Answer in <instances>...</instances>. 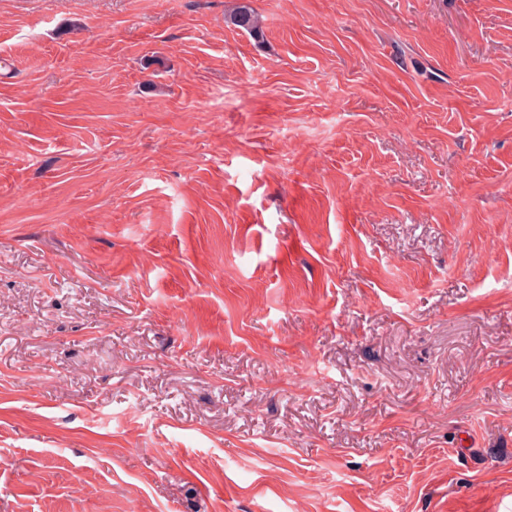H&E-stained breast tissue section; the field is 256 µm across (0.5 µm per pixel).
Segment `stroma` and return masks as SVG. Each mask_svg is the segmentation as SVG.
Listing matches in <instances>:
<instances>
[{"instance_id": "stroma-1", "label": "stroma", "mask_w": 512, "mask_h": 512, "mask_svg": "<svg viewBox=\"0 0 512 512\" xmlns=\"http://www.w3.org/2000/svg\"><path fill=\"white\" fill-rule=\"evenodd\" d=\"M1 59L0 512H512V0H0ZM230 22L235 27L248 32L257 39L262 37L259 21L247 5L238 6L235 13L231 15Z\"/></svg>"}]
</instances>
